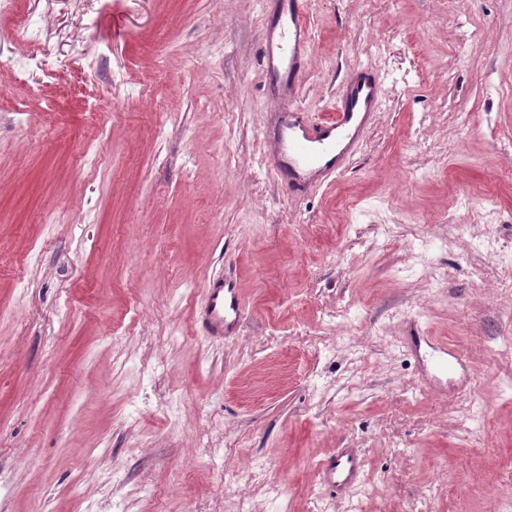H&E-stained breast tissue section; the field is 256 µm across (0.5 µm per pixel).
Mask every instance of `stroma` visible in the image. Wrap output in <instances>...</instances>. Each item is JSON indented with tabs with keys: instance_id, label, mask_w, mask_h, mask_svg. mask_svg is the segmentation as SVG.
Segmentation results:
<instances>
[{
	"instance_id": "obj_1",
	"label": "stroma",
	"mask_w": 512,
	"mask_h": 512,
	"mask_svg": "<svg viewBox=\"0 0 512 512\" xmlns=\"http://www.w3.org/2000/svg\"><path fill=\"white\" fill-rule=\"evenodd\" d=\"M306 8L308 117L353 67L384 97L290 196L265 0L0 7V512H512V0ZM222 276L244 312L210 338ZM416 329L462 388L424 386ZM339 448L350 494L316 472ZM242 315V299L234 282L224 278L213 281L207 289L200 322L209 336H224L236 330ZM414 340L419 343L423 340L431 349V364L435 371L445 372L455 370L457 367L463 369L465 365L464 353L448 347L446 341L436 340L433 336H415ZM362 470L363 460L348 451L328 456L319 464L321 483L333 489L347 490L356 487L361 481Z\"/></svg>"
}]
</instances>
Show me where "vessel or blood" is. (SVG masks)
<instances>
[{"label":"vessel or blood","mask_w":512,"mask_h":512,"mask_svg":"<svg viewBox=\"0 0 512 512\" xmlns=\"http://www.w3.org/2000/svg\"><path fill=\"white\" fill-rule=\"evenodd\" d=\"M267 5L274 22L266 30L262 66L277 95L274 125L266 133V159L289 191L301 192L346 168L361 131L379 107L382 89L372 72L357 70L344 80L335 116L319 123L309 121L297 104L312 43L305 0H267ZM241 315L242 299L236 284L221 278L213 281L199 315L207 335L235 331ZM425 342L435 371L464 367L463 352L431 336ZM362 470V459L343 451L320 463L319 476L323 485L347 490L359 484Z\"/></svg>","instance_id":"obj_1"}]
</instances>
